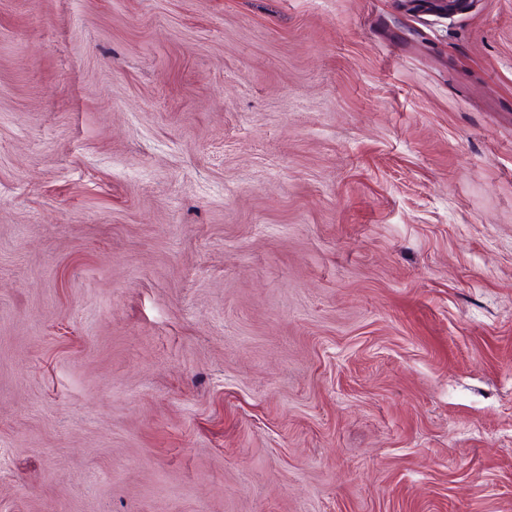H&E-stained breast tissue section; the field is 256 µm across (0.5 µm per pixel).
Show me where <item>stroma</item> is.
I'll return each mask as SVG.
<instances>
[{
    "label": "stroma",
    "instance_id": "1",
    "mask_svg": "<svg viewBox=\"0 0 512 512\" xmlns=\"http://www.w3.org/2000/svg\"><path fill=\"white\" fill-rule=\"evenodd\" d=\"M0 512H512V0H0ZM407 3V11L434 12L447 15L449 13L460 12L467 9L470 0H403Z\"/></svg>",
    "mask_w": 512,
    "mask_h": 512
}]
</instances>
